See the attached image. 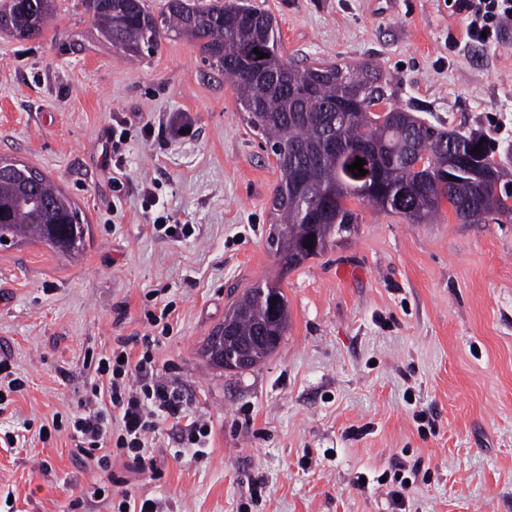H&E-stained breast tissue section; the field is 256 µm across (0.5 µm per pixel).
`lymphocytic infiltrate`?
Instances as JSON below:
<instances>
[{"label": "lymphocytic infiltrate", "instance_id": "f902f5d3", "mask_svg": "<svg viewBox=\"0 0 512 512\" xmlns=\"http://www.w3.org/2000/svg\"><path fill=\"white\" fill-rule=\"evenodd\" d=\"M453 8L466 22V35L477 41H497L502 26L512 21V0H453ZM91 395L82 402V411L70 426L71 437L87 454H98L102 470H109L110 454L101 450L108 434H115V447L132 465H141V450L154 432L155 415L184 421L189 442L204 441L207 422L190 416L181 394L154 372L153 358L123 357L121 351L101 357L95 368Z\"/></svg>", "mask_w": 512, "mask_h": 512}]
</instances>
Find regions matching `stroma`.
<instances>
[{"instance_id":"obj_1","label":"stroma","mask_w":512,"mask_h":512,"mask_svg":"<svg viewBox=\"0 0 512 512\" xmlns=\"http://www.w3.org/2000/svg\"><path fill=\"white\" fill-rule=\"evenodd\" d=\"M250 2L276 18L288 61L373 63L389 106L487 135L512 169V26L483 45L447 0ZM53 5L40 36L0 32V158L40 171L86 232L75 255L0 245V512H118L117 479L164 512H512V222L465 224L445 203L415 224L353 198L356 233L282 269L267 244L280 173L231 81L188 38L134 61L83 0ZM124 116L152 130L128 141L117 198ZM146 185L187 235L153 230ZM265 282L288 298L280 347L248 370L213 365L209 336ZM164 300L165 335L146 319ZM122 344L151 351L209 422L203 449L170 418L143 466L121 456L106 473L55 428L86 357ZM117 125L112 127V164L117 170L124 166V146L128 139H131L130 128L134 125L125 119L116 121Z\"/></svg>"}]
</instances>
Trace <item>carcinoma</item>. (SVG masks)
Wrapping results in <instances>:
<instances>
[{"label":"carcinoma","instance_id":"carcinoma-1","mask_svg":"<svg viewBox=\"0 0 512 512\" xmlns=\"http://www.w3.org/2000/svg\"><path fill=\"white\" fill-rule=\"evenodd\" d=\"M52 2L0 0V30L20 40L41 34ZM86 3L102 34L128 55L153 53L171 36H185L199 45L204 61L233 82L247 124L280 160L268 244L283 269L299 267L356 231L358 214L346 206L350 198L403 214L416 224L432 220L445 200L462 219L473 202L512 219V180L506 173L491 171L467 183L449 181L443 189L435 188L448 174V137L461 133L427 125L398 107L386 109L383 116L373 112L385 90L369 63L352 68L331 64L312 72L288 62L281 53L277 20L247 0H220L207 8L190 0H167L157 17L142 0ZM256 49L267 57L259 58ZM310 80L316 97L305 106L300 92ZM338 107L346 112L341 123L335 121ZM330 137L340 146L337 154L324 146ZM423 154L425 166L416 171L414 162ZM358 158L365 160L363 176L348 170ZM292 165L308 170L309 184L299 192L288 175ZM322 193L329 194L326 211L311 223L298 198ZM84 231L76 208L46 178L29 189L22 172L0 171V240H36L72 254L82 247ZM289 321L282 288L266 282L233 306L230 326L239 342L250 344L263 325L270 335L284 336Z\"/></svg>","mask_w":512,"mask_h":512}]
</instances>
